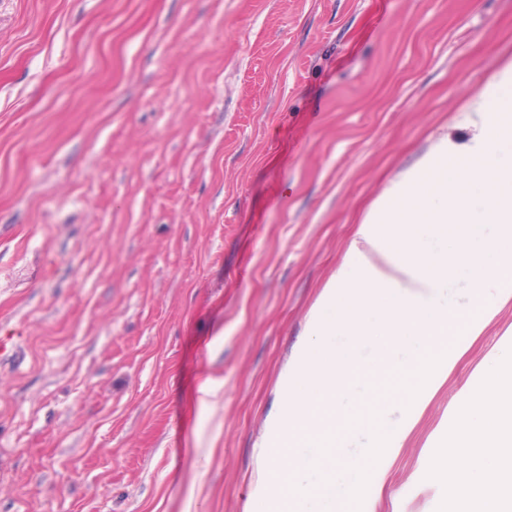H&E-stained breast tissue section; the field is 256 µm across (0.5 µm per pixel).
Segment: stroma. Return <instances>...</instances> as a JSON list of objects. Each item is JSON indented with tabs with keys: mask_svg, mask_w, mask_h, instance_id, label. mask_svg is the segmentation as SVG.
<instances>
[{
	"mask_svg": "<svg viewBox=\"0 0 512 512\" xmlns=\"http://www.w3.org/2000/svg\"><path fill=\"white\" fill-rule=\"evenodd\" d=\"M511 58L512 0H0V512H246L357 223L468 140ZM510 328L511 305L379 512H437L430 445Z\"/></svg>",
	"mask_w": 512,
	"mask_h": 512,
	"instance_id": "1",
	"label": "stroma"
}]
</instances>
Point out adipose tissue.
<instances>
[{"label": "adipose tissue", "instance_id": "ef3b65f1", "mask_svg": "<svg viewBox=\"0 0 512 512\" xmlns=\"http://www.w3.org/2000/svg\"><path fill=\"white\" fill-rule=\"evenodd\" d=\"M460 144L439 136L356 226L279 379L261 450L284 512H376L369 488L472 343L512 304V61L486 83ZM376 350L360 359L362 343ZM309 455L291 459L285 435ZM363 441L368 468L346 450ZM349 474L345 499L336 476Z\"/></svg>", "mask_w": 512, "mask_h": 512}]
</instances>
